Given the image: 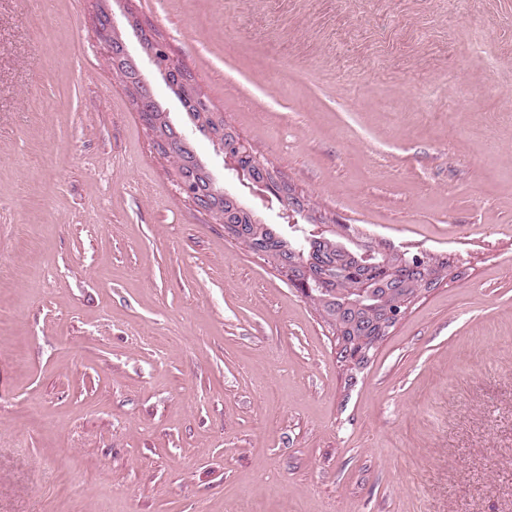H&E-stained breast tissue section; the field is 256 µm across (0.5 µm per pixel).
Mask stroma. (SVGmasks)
<instances>
[{"instance_id": "35a3bbf8", "label": "stroma", "mask_w": 512, "mask_h": 512, "mask_svg": "<svg viewBox=\"0 0 512 512\" xmlns=\"http://www.w3.org/2000/svg\"><path fill=\"white\" fill-rule=\"evenodd\" d=\"M125 15L343 244L447 257L347 371L185 201L97 13ZM0 512H512V0H0Z\"/></svg>"}]
</instances>
